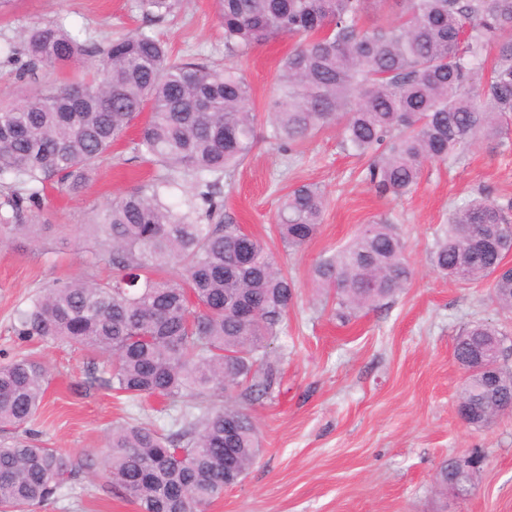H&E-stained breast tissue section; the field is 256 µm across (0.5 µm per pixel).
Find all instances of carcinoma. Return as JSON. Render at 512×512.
I'll use <instances>...</instances> for the list:
<instances>
[{
    "label": "carcinoma",
    "instance_id": "1",
    "mask_svg": "<svg viewBox=\"0 0 512 512\" xmlns=\"http://www.w3.org/2000/svg\"><path fill=\"white\" fill-rule=\"evenodd\" d=\"M224 51L241 57L282 37L268 105L272 137L295 144L342 123V144L372 162L366 178L383 196L411 192L428 161L450 162L512 121V0H212ZM147 16L173 0H138ZM16 103L0 104V177L13 189L0 212V241H37L26 213L47 185L80 191L141 115L132 150L157 175L114 198L86 225V249L112 279L46 284L17 312L14 330L95 353L88 379L131 401L165 398L170 428L119 424L105 436L102 468L140 512H203L224 495V475L255 463L259 431L247 406L271 394L277 368L268 349L295 298L294 281L258 238L249 261L239 225L224 217L221 181L257 143L250 88L232 65L174 60L166 43L129 31L91 48L57 24L22 35ZM80 65L83 75L62 76ZM175 190L179 204L168 202ZM327 205L315 184L286 194L275 216L283 245L316 236ZM394 225H363L345 247L311 270L336 317L401 293L413 276ZM512 203L476 197L449 212L431 252L433 268L464 285L486 282L512 313ZM503 333L477 323L454 350ZM501 397L484 396V375L466 377L458 400L474 427L512 413V371L498 369ZM48 384L46 366L19 357L0 363V512L54 501L91 461L42 445L27 428ZM187 455V463L177 460Z\"/></svg>",
    "mask_w": 512,
    "mask_h": 512
}]
</instances>
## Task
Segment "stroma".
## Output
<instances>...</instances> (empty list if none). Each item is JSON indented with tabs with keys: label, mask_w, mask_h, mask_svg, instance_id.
Masks as SVG:
<instances>
[{
	"label": "stroma",
	"mask_w": 512,
	"mask_h": 512,
	"mask_svg": "<svg viewBox=\"0 0 512 512\" xmlns=\"http://www.w3.org/2000/svg\"><path fill=\"white\" fill-rule=\"evenodd\" d=\"M48 23L97 45L140 27L165 39L175 55L226 62L224 31L210 0H178L161 21L143 17L137 0H12L0 12V101L18 95L10 74L22 32ZM291 45L276 39L237 60L252 87L259 142L224 182V213L266 244L299 294L271 346L279 382L249 407L260 454L242 482L206 512H512V415L484 430L459 420L463 373L453 355L456 337L477 321L500 325L512 346V314L498 309L486 285H457L429 261L449 209L480 193L512 201V148L480 140L454 162L426 163L407 196L379 195L365 178L368 158L342 149L339 127L291 146L272 138L267 105ZM137 133L134 126L127 130L80 193L48 190L42 208L27 218L51 227L40 245H0V363L28 355L49 368L47 396L32 428L45 446L77 458L100 457L105 432L129 416L168 425V403L150 397L142 412H133L112 389L88 384L94 354L16 336L14 319L47 282L111 278V266L94 263L78 238L104 205L155 174L150 163L130 159ZM306 183L320 185L328 204L316 236L288 250L274 229L275 214L282 196ZM380 218L397 225L413 278L392 301L340 322L310 271L361 225ZM475 450L485 465L472 494L440 492L435 475L442 461ZM82 482L89 494L63 488L41 512H138L121 492L109 490L101 467Z\"/></svg>",
	"instance_id": "35a3bbf8"
}]
</instances>
